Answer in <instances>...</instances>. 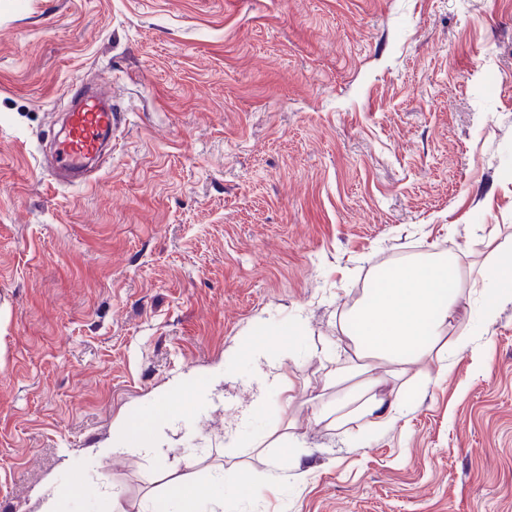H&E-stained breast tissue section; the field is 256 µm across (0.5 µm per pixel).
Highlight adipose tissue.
Here are the masks:
<instances>
[{
	"mask_svg": "<svg viewBox=\"0 0 512 512\" xmlns=\"http://www.w3.org/2000/svg\"><path fill=\"white\" fill-rule=\"evenodd\" d=\"M459 296L456 256L444 247L396 266L366 289L346 322L362 375L358 403L353 410L334 415L319 397H312L315 420L329 419L339 427L353 423L360 435L396 422L410 405L400 396L397 384L412 367L441 357L448 346V329L458 320ZM243 357L268 362L269 370L259 392L243 408L242 419L260 415L271 403L279 414H286L295 386L273 362L271 327L260 324L242 348L225 355L206 376L190 373L174 379L133 418L117 422L111 444L93 449V458H109L132 448L147 457L161 456ZM228 487L240 498L259 496L262 490L260 483L242 478L236 469L217 474L206 485L185 473L168 480L165 495L150 500L146 512H223ZM36 500L37 512H84L88 507L93 512H125L120 492L100 474L85 480L49 474Z\"/></svg>",
	"mask_w": 512,
	"mask_h": 512,
	"instance_id": "1",
	"label": "adipose tissue"
}]
</instances>
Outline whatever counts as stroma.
<instances>
[{
  "label": "stroma",
  "instance_id": "35a3bbf8",
  "mask_svg": "<svg viewBox=\"0 0 512 512\" xmlns=\"http://www.w3.org/2000/svg\"><path fill=\"white\" fill-rule=\"evenodd\" d=\"M123 114L89 187L49 189L37 156L76 78ZM512 0H0V512L103 473L126 512L164 473L232 465L276 492L224 512H512V301L469 288L512 245ZM451 248L463 283L447 375L356 436L310 397L352 350L341 327L380 270ZM496 315L485 321L488 305ZM295 383L300 437L250 450L264 365L233 377L160 459L92 448L148 396L208 372L260 322Z\"/></svg>",
  "mask_w": 512,
  "mask_h": 512
}]
</instances>
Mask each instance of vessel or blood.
Listing matches in <instances>:
<instances>
[{"label":"vessel or blood","instance_id":"1","mask_svg":"<svg viewBox=\"0 0 512 512\" xmlns=\"http://www.w3.org/2000/svg\"><path fill=\"white\" fill-rule=\"evenodd\" d=\"M68 96L63 135L46 170L50 185L88 186L97 175L91 164L111 148L121 114L112 100L91 89L84 79L72 82Z\"/></svg>","mask_w":512,"mask_h":512}]
</instances>
